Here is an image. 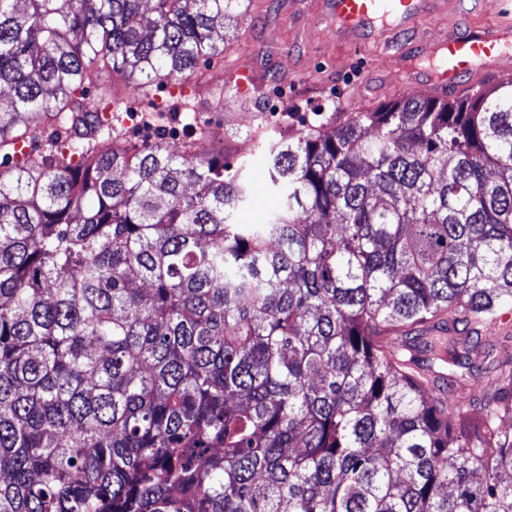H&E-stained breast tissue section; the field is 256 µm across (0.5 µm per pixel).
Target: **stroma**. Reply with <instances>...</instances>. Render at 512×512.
<instances>
[{"label":"stroma","mask_w":512,"mask_h":512,"mask_svg":"<svg viewBox=\"0 0 512 512\" xmlns=\"http://www.w3.org/2000/svg\"><path fill=\"white\" fill-rule=\"evenodd\" d=\"M241 9L244 23L224 21L223 56L200 61L184 86L158 81L148 96L129 94L116 128L134 152L161 141L176 154L188 146L202 157L250 161L252 193L244 214L250 224L260 223L277 203L264 162V145L275 132L287 125H321L336 110H373L405 96H425L423 83L435 66L428 39L463 33L490 20L473 5L459 11L451 0H439L397 43L371 40L341 55L317 0H243ZM399 48L416 68L417 85L403 82L394 55ZM247 60L264 73L263 86L248 108L222 111L213 101L196 98L200 84L233 92L224 74ZM203 129L208 132L204 138L199 135Z\"/></svg>","instance_id":"35a3bbf8"}]
</instances>
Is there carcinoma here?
<instances>
[{"label": "carcinoma", "mask_w": 512, "mask_h": 512, "mask_svg": "<svg viewBox=\"0 0 512 512\" xmlns=\"http://www.w3.org/2000/svg\"><path fill=\"white\" fill-rule=\"evenodd\" d=\"M239 4L0 0V512H512V80L280 131L248 224L247 162L90 122Z\"/></svg>", "instance_id": "cac0c4a2"}]
</instances>
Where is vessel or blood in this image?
Segmentation results:
<instances>
[{"label":"vessel or blood","mask_w":512,"mask_h":512,"mask_svg":"<svg viewBox=\"0 0 512 512\" xmlns=\"http://www.w3.org/2000/svg\"><path fill=\"white\" fill-rule=\"evenodd\" d=\"M323 15L336 32V46L354 51L362 42L413 28L425 13L427 0H321ZM494 14L493 22L465 34H446L433 39L442 70L428 79L435 94L455 87L459 78L480 80L489 70L512 71V0H483ZM238 93L247 95L258 88V69L237 67L230 74Z\"/></svg>","instance_id":"vessel-or-blood-1"}]
</instances>
